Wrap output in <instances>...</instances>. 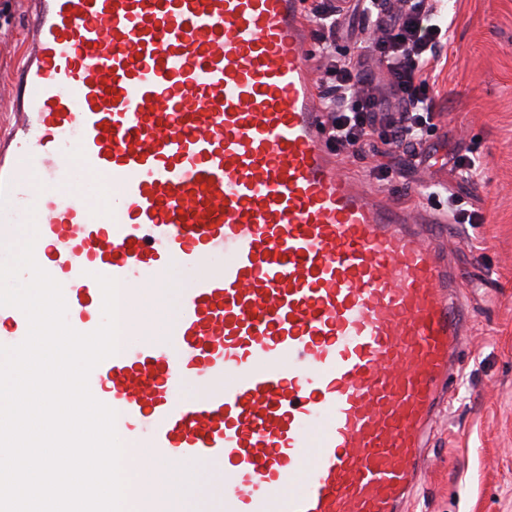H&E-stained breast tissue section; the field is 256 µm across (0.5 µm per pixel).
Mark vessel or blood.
<instances>
[{"mask_svg":"<svg viewBox=\"0 0 512 512\" xmlns=\"http://www.w3.org/2000/svg\"><path fill=\"white\" fill-rule=\"evenodd\" d=\"M27 11L0 238L35 207V259L81 333L99 326L97 275L118 281L124 322L128 301L178 291L161 337L88 378L138 474L134 512H180L156 465L198 469L219 512H402L468 313L431 230L447 215L341 173L303 0ZM88 178L111 185L105 207L78 191ZM0 325L1 345L28 331L11 306Z\"/></svg>","mask_w":512,"mask_h":512,"instance_id":"vessel-or-blood-1","label":"vessel or blood"}]
</instances>
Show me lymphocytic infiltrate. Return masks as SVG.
Wrapping results in <instances>:
<instances>
[{
  "mask_svg": "<svg viewBox=\"0 0 512 512\" xmlns=\"http://www.w3.org/2000/svg\"><path fill=\"white\" fill-rule=\"evenodd\" d=\"M387 0H354L352 12L361 14L375 37L338 53L336 38L344 13L335 0H318L309 19L319 32L311 54L320 84L327 144L338 155L372 145L383 136L392 148L409 149L426 142L435 129L434 99L427 73L442 33L438 0H398L386 13ZM376 55L390 77L387 93H380L364 68Z\"/></svg>",
  "mask_w": 512,
  "mask_h": 512,
  "instance_id": "obj_1",
  "label": "lymphocytic infiltrate"
}]
</instances>
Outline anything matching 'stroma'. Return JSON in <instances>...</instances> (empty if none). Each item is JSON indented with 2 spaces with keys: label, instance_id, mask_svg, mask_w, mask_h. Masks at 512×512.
Returning <instances> with one entry per match:
<instances>
[{
  "label": "stroma",
  "instance_id": "35a3bbf8",
  "mask_svg": "<svg viewBox=\"0 0 512 512\" xmlns=\"http://www.w3.org/2000/svg\"><path fill=\"white\" fill-rule=\"evenodd\" d=\"M26 0H0V115L10 110L8 81L21 62ZM447 42L430 67L436 131L417 149L340 158L353 178L387 165L380 191L417 208L426 188L443 185L481 224L449 225L445 243L460 268L469 311L459 388L437 419L408 512H512V0H447ZM476 157L482 180L467 183L454 157ZM127 342L161 334L173 301H134Z\"/></svg>",
  "mask_w": 512,
  "mask_h": 512
}]
</instances>
